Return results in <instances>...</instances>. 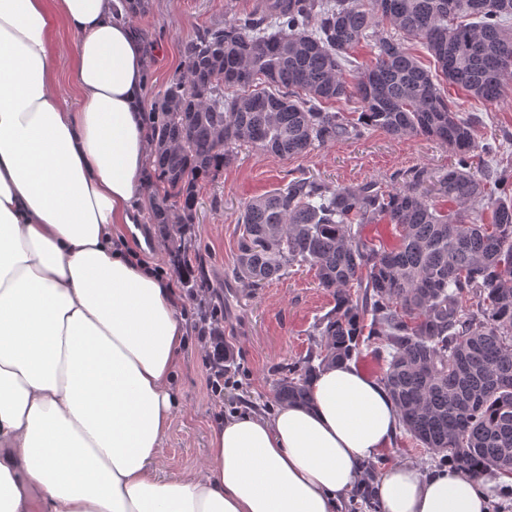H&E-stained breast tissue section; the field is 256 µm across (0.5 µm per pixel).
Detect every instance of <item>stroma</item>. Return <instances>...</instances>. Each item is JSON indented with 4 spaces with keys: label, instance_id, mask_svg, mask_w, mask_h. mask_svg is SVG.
Masks as SVG:
<instances>
[{
    "label": "stroma",
    "instance_id": "stroma-1",
    "mask_svg": "<svg viewBox=\"0 0 512 512\" xmlns=\"http://www.w3.org/2000/svg\"><path fill=\"white\" fill-rule=\"evenodd\" d=\"M257 0H149L146 12L133 19L134 26L164 30L165 39L154 49L151 82L161 89L182 69L181 47L199 32L223 25L235 15L251 11ZM461 114L476 118L474 166H491L512 175V97L487 106L452 90ZM455 162L454 154L425 136H390L373 131L365 137L339 139L317 145L288 159L249 146L235 150V159L199 191L198 222L186 250L203 266L204 280L196 293L182 287L168 260L169 245L149 217L140 229L146 247L143 260L165 271L178 288L183 319H190L198 300L223 307L224 342L233 353L230 385L223 398L206 386L208 364L196 339H189L173 382L177 408L165 437L159 463L162 474L181 477L202 465L209 453L214 426L227 415L271 412L278 408L276 385L289 367L304 358L311 344L315 321L334 306L331 293L320 288L314 270L295 267L287 274L252 286L235 275L238 219L252 198L283 187L296 177H312L334 185L375 181L387 188L408 186L412 173L422 170L426 187ZM404 462L420 467L443 468L440 456L422 448L406 432L398 431L393 445L370 463L366 471L378 476Z\"/></svg>",
    "mask_w": 512,
    "mask_h": 512
}]
</instances>
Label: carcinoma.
Here are the masks:
<instances>
[{"label": "carcinoma", "mask_w": 512, "mask_h": 512, "mask_svg": "<svg viewBox=\"0 0 512 512\" xmlns=\"http://www.w3.org/2000/svg\"><path fill=\"white\" fill-rule=\"evenodd\" d=\"M183 45L185 71L154 94L150 219L172 243L187 288L200 272L181 242L197 219L200 184L250 144L285 160L369 130L422 135L452 150L433 194L376 182L296 178L241 213L236 273L253 282L310 265L335 306L314 326L300 367L277 385L306 404L318 370L353 359L362 336L382 341L383 377L406 431L443 461L480 479L512 473V177L471 173L474 120L444 85L494 104L512 74V0H262ZM386 27V33L379 28ZM375 38L374 62L346 73ZM423 41L432 75L404 39ZM357 101L352 117L331 102ZM390 224L397 242L362 237ZM476 301L465 311L462 302Z\"/></svg>", "instance_id": "carcinoma-1"}]
</instances>
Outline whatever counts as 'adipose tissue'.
Here are the masks:
<instances>
[{"label": "adipose tissue", "mask_w": 512, "mask_h": 512, "mask_svg": "<svg viewBox=\"0 0 512 512\" xmlns=\"http://www.w3.org/2000/svg\"><path fill=\"white\" fill-rule=\"evenodd\" d=\"M118 6L0 0V512H337L402 423L350 360L307 405L226 417L198 471L159 474L187 330L135 254L146 67ZM375 493L379 512L489 502L468 472L407 463Z\"/></svg>", "instance_id": "adipose-tissue-1"}]
</instances>
